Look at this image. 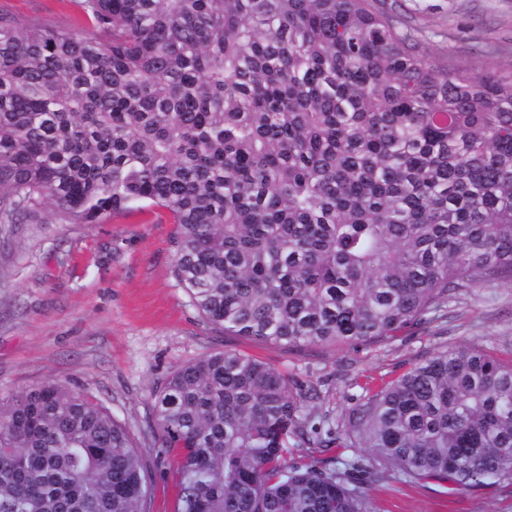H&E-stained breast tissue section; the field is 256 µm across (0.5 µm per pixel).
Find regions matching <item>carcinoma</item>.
I'll use <instances>...</instances> for the list:
<instances>
[{
    "instance_id": "1",
    "label": "carcinoma",
    "mask_w": 512,
    "mask_h": 512,
    "mask_svg": "<svg viewBox=\"0 0 512 512\" xmlns=\"http://www.w3.org/2000/svg\"><path fill=\"white\" fill-rule=\"evenodd\" d=\"M377 0H84L100 34L0 13V224L158 208L202 322L276 348L371 343L512 283V59L441 65ZM312 395L224 348L152 392L178 512H370L364 477L512 480V360L468 344ZM311 440L344 466L294 468ZM129 429L48 380L0 399V512H149Z\"/></svg>"
}]
</instances>
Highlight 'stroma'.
<instances>
[{"label": "stroma", "mask_w": 512, "mask_h": 512, "mask_svg": "<svg viewBox=\"0 0 512 512\" xmlns=\"http://www.w3.org/2000/svg\"><path fill=\"white\" fill-rule=\"evenodd\" d=\"M418 29L434 62L476 70L512 48V0H385ZM18 25L83 31L76 0H0ZM175 226L161 210L100 224L0 225V397L54 380L89 393L126 424L150 476L151 512H176L179 455L156 462L151 393L176 366L233 348L313 389L317 414L341 418L366 381L394 380L464 342L512 358V285L475 288L425 323L382 342L307 349L262 346L204 324L171 275ZM373 512H512V482H372Z\"/></svg>", "instance_id": "35a3bbf8"}]
</instances>
